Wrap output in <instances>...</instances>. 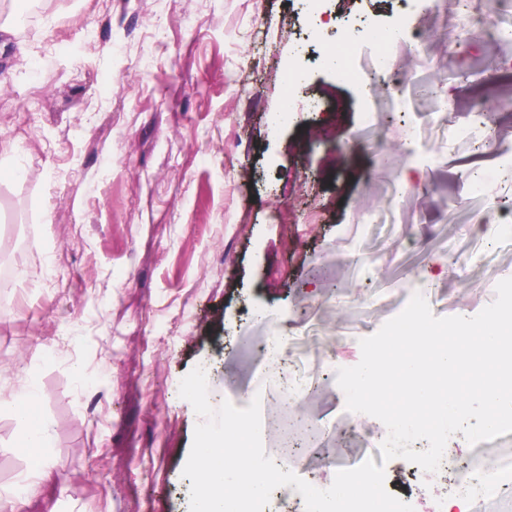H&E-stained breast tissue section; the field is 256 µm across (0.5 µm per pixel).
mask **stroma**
I'll list each match as a JSON object with an SVG mask.
<instances>
[{"instance_id":"35a3bbf8","label":"stroma","mask_w":512,"mask_h":512,"mask_svg":"<svg viewBox=\"0 0 512 512\" xmlns=\"http://www.w3.org/2000/svg\"><path fill=\"white\" fill-rule=\"evenodd\" d=\"M352 7L381 29L405 13L417 49H393L402 86L344 84L322 63ZM323 9L315 41L303 0H43L30 20L5 4L0 497L54 464L14 512H190L200 418L179 386L198 366L212 407L260 398L280 468L332 483L321 451L344 442L341 459L383 463L393 494L417 493L382 459L384 424L347 410L337 368L359 363L412 281H430L434 316L471 317L512 277V239L487 230L512 223V41L446 39L458 0ZM297 59L307 77L288 103ZM313 94L327 109L307 110ZM483 144L487 169L464 173ZM286 376L307 387L289 414ZM26 386L40 397L23 410ZM23 412L46 447H26Z\"/></svg>"}]
</instances>
